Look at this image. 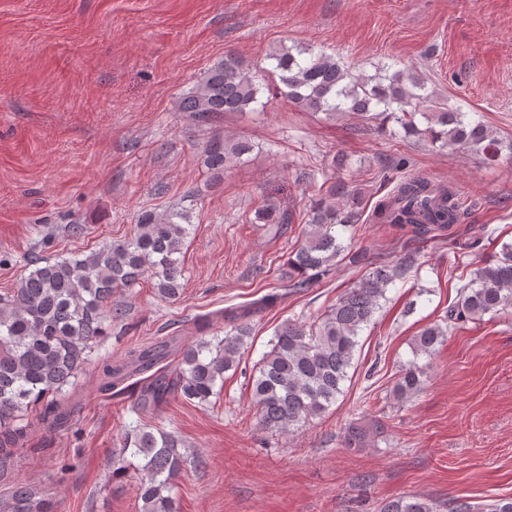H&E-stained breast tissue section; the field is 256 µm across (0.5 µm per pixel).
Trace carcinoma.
I'll return each instance as SVG.
<instances>
[{"instance_id":"obj_1","label":"carcinoma","mask_w":512,"mask_h":512,"mask_svg":"<svg viewBox=\"0 0 512 512\" xmlns=\"http://www.w3.org/2000/svg\"><path fill=\"white\" fill-rule=\"evenodd\" d=\"M283 85L281 93L309 112L327 119L353 114L367 124L393 122L404 138L427 139L443 149L484 152L494 157L499 141L482 122L468 113L440 107L426 111L423 81L397 70L365 78L355 75L332 56L311 48H282L269 55ZM262 84L253 68L228 54L182 98L181 111L197 121L224 112H246L258 102ZM247 140H228L214 134L207 141L203 163L212 180L224 177L234 159L251 153ZM456 194L422 176L401 182L392 195L375 206L384 224L412 226L413 236L392 264L369 267L361 281L346 289L319 320H288L274 330L252 380L253 400L260 424L267 430L292 434L321 416L343 394L353 367L359 336L387 300L396 280L421 265L420 243L436 232L460 223ZM365 209L364 192L343 180L333 182L328 199L312 202L303 242L288 258L287 290L303 293L327 275L347 250L339 241ZM256 219L277 231L292 223V214L274 202L259 208ZM189 211L176 207L163 214L142 211L133 234L88 254H77L37 266L15 288L0 295V465L12 458L11 449L24 445L33 423L62 424L71 410L56 399L73 385L87 363L106 324L120 322L126 306L114 299L144 279L154 281L155 293L167 301L182 294L180 255L191 234ZM280 294L269 293L245 306L224 311V337H199L210 318H195L169 340L130 349L125 356L101 365L98 388L110 391L135 374L151 371L178 355L172 373L152 378L137 402V410L155 407L180 395L206 403L224 382V373L237 370L252 341L253 317L270 308ZM512 308V245L501 257L478 267L460 289L457 302L441 322L421 328L412 342L415 357L430 355L449 330L460 323L481 321L487 314ZM423 372L415 361L400 370L393 387L404 401L421 387ZM40 408L36 419L30 412ZM121 454L144 460L139 488L141 512H177L171 489L187 465L178 441L164 432L139 430ZM6 512H51L50 503L31 486L13 487ZM380 512H438L437 503L419 496L400 497ZM452 512H512V498L488 504L456 503Z\"/></svg>"}]
</instances>
